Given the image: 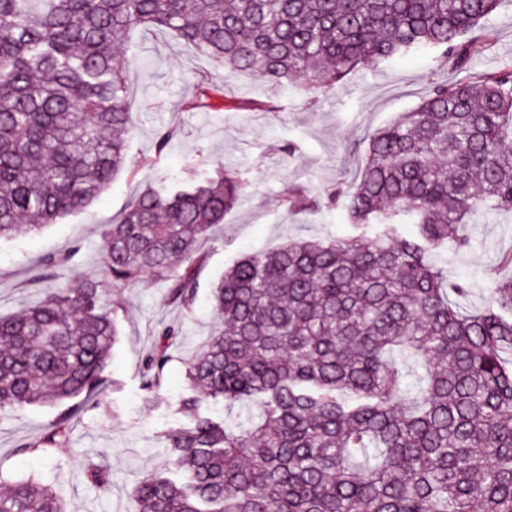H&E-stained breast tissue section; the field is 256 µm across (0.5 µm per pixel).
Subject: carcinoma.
I'll return each mask as SVG.
<instances>
[{
	"mask_svg": "<svg viewBox=\"0 0 512 512\" xmlns=\"http://www.w3.org/2000/svg\"><path fill=\"white\" fill-rule=\"evenodd\" d=\"M499 0H0V240L86 208L128 158V32L174 33L232 72L329 86L360 66L439 51L466 75L436 83L369 138L344 194L355 234L243 256L211 287L223 325L188 362L189 423L167 435L178 485L149 473L131 512H512V278L481 307L429 262L461 230L512 212V64L471 69ZM216 88L186 102L213 106ZM237 173L148 186L104 230V279L53 286L0 318V410L60 407L17 452L62 450L108 389L110 288L149 274L195 303L200 242L240 202ZM291 209L315 204L289 190ZM409 224L414 234L404 236ZM76 249L43 260L42 278ZM178 329L142 365L158 399ZM82 397L79 402L76 397ZM0 512H67L50 485Z\"/></svg>",
	"mask_w": 512,
	"mask_h": 512,
	"instance_id": "1",
	"label": "carcinoma"
}]
</instances>
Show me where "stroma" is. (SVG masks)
Segmentation results:
<instances>
[{
  "label": "stroma",
  "instance_id": "obj_1",
  "mask_svg": "<svg viewBox=\"0 0 512 512\" xmlns=\"http://www.w3.org/2000/svg\"><path fill=\"white\" fill-rule=\"evenodd\" d=\"M493 41L473 69L512 63V0H499L487 21ZM132 59L125 72L134 136L130 161L111 185L85 210L37 231H22L0 241V317L37 303L35 280L41 259L76 248L75 257L57 269L55 281L78 287L102 276L103 233L146 186L183 177L192 164L223 167L247 181L241 204L215 228L202 246L200 288L191 310L171 307L164 284L142 276L112 290L118 336L106 368L107 397L73 421L69 446L58 453L20 455L18 441L42 435L58 409L50 404L0 412V492L10 483L35 480L55 486L69 512H130L129 493L152 469L179 479L165 448L170 429L183 423L176 413L188 396L187 362L217 325L210 287L243 255L270 251L288 240L343 237L351 232L336 189H349L365 156L369 135L400 113L414 109L434 84L460 79L461 71L439 53H409L388 63H370L330 87L297 83L280 89L255 73H229L167 30L138 27L128 37ZM218 85L223 98L206 111H189L186 101L197 88ZM177 134L157 153L160 130ZM300 188L316 201L301 212L282 199ZM466 250L446 247L431 255L451 278L466 284L468 303L480 306L498 277L497 256L512 250V215L492 211L468 225ZM162 323L175 325L179 342L164 374L162 402L146 406L141 365ZM106 469L107 488L87 477L89 466Z\"/></svg>",
  "mask_w": 512,
  "mask_h": 512
}]
</instances>
